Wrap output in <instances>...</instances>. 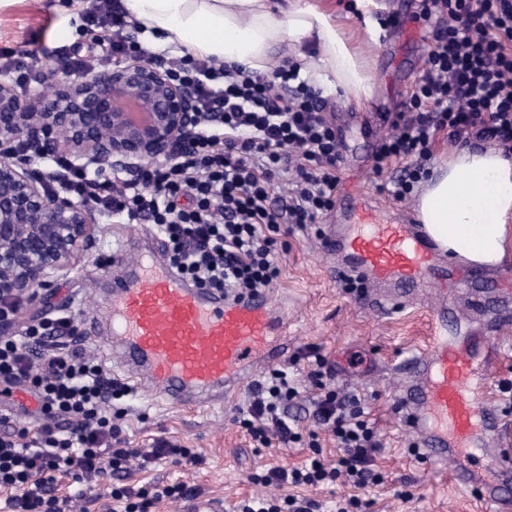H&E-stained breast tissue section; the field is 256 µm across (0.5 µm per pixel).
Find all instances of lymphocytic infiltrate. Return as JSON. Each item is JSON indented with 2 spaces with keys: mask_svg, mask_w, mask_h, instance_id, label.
<instances>
[{
  "mask_svg": "<svg viewBox=\"0 0 512 512\" xmlns=\"http://www.w3.org/2000/svg\"><path fill=\"white\" fill-rule=\"evenodd\" d=\"M81 18L100 29L107 44L93 63L135 57L161 65L172 81L192 89L198 122L168 160L144 164L128 178L101 180L55 157L66 190L104 214L156 225L171 265L193 282L234 296L269 288L280 275L273 231L281 224L308 228L334 204L339 142L324 101L290 60L259 74L186 54L160 55L133 36L138 23L118 0H87ZM412 18L427 34L424 66L404 110L393 114L373 165L379 172L401 164L389 189L399 201L429 177L440 135L454 144L474 139L512 150V0H418ZM282 183L285 203L277 208L272 196ZM77 342L66 313L0 336V386L31 394L43 416L0 437V489L7 490L13 512H63L69 500L57 493L61 474L90 489L105 474H127L135 465L196 461L162 438L148 448L122 447L112 402L126 389ZM308 377L319 390L315 423L336 441L335 463L315 454L252 480L296 488L342 483L351 495L329 507L296 494L251 498L238 512H366L360 490L382 484L374 462L383 445L360 399L326 388L321 368ZM298 394L286 371L271 372L252 393L243 428L266 447L299 443L302 434L287 413ZM185 495L180 484L110 491L123 512H150Z\"/></svg>",
  "mask_w": 512,
  "mask_h": 512,
  "instance_id": "1",
  "label": "lymphocytic infiltrate"
}]
</instances>
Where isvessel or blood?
<instances>
[{"label": "vessel or blood", "mask_w": 512, "mask_h": 512, "mask_svg": "<svg viewBox=\"0 0 512 512\" xmlns=\"http://www.w3.org/2000/svg\"><path fill=\"white\" fill-rule=\"evenodd\" d=\"M341 223L324 240L341 254L340 281L385 289L387 304L404 303L435 285L472 289L480 264L456 251L440 255L426 225L382 221L363 195L340 196ZM160 242L139 250L134 262L113 257L112 285L102 306L109 335L96 321L86 333L116 351V366L139 386L172 405L224 401L241 391L263 364L284 361V323L266 294L239 298L184 279L163 259ZM447 305L434 312L437 334L426 352L396 366L405 385L395 400L403 428L421 463L449 466L455 484L503 512V483L512 480V448L504 447L505 421L489 397L499 371L503 339L448 330ZM185 512H224L222 499L193 494Z\"/></svg>", "instance_id": "vessel-or-blood-1"}]
</instances>
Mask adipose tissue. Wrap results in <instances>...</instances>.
<instances>
[{"label": "adipose tissue", "mask_w": 512, "mask_h": 512, "mask_svg": "<svg viewBox=\"0 0 512 512\" xmlns=\"http://www.w3.org/2000/svg\"><path fill=\"white\" fill-rule=\"evenodd\" d=\"M152 42L179 54L239 64L264 74L289 45L299 72L354 99L369 97L368 60L311 0H123ZM316 38L317 54L303 50ZM421 223L440 245L471 241L473 258L494 263L506 252L512 220V156L464 148L434 168L417 198Z\"/></svg>", "instance_id": "1"}]
</instances>
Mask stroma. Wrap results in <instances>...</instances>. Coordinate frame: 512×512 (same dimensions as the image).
Listing matches in <instances>:
<instances>
[{"instance_id": "35a3bbf8", "label": "stroma", "mask_w": 512, "mask_h": 512, "mask_svg": "<svg viewBox=\"0 0 512 512\" xmlns=\"http://www.w3.org/2000/svg\"><path fill=\"white\" fill-rule=\"evenodd\" d=\"M312 2L336 17L352 41H369L374 0H366L359 16L346 11L343 0ZM82 7V0H15L0 9V52L41 48L51 62L89 54L92 33L79 18ZM424 58L421 52L404 55L402 39L396 36L390 44L378 42L371 49L372 98L358 102L340 90H319L327 103L326 113L340 134V190L361 192L383 210L401 217L416 210L417 200L412 197L398 202L383 191V184L395 179L399 169L393 165L378 174L372 162L366 161L369 141L361 115L371 111L375 95L388 90L394 94V107L403 109ZM331 218V212H324L318 226L303 231L281 225L278 239L286 248L279 254L281 274L270 290L288 318V340L295 351L316 350L333 365L336 385L360 398L379 435L384 451L376 468L384 483L363 493L373 502L371 512H486L480 501L452 486L448 469L419 463L394 407L402 379L392 375L389 367L429 349L433 309L442 300H450L463 326L472 330L485 327L493 308L473 309L464 291L446 296L432 289L389 313L368 307L364 290L345 288L334 278L339 259L324 252L320 236L321 226ZM155 231L151 224H124L98 215L91 248L76 260L67 277L53 280L36 303H21L16 325L36 324L60 311L71 312L80 325L100 316V300L106 293V260L113 253L126 251L128 242ZM249 395L244 389L224 404L187 409L135 387L128 396L113 401V410L123 413L120 424L132 447L145 448L154 439L164 438L191 449L199 459L198 464L185 467L153 463L132 472L127 485L137 489L180 483L187 490L222 497L224 512H233L235 503L244 498L285 496V489L251 483V476L296 465L309 449L303 442L291 448H264L254 442L237 422ZM401 488L410 492V499L397 497Z\"/></svg>"}]
</instances>
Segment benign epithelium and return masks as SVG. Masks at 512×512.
I'll return each instance as SVG.
<instances>
[{
    "label": "benign epithelium",
    "instance_id": "7a95c632",
    "mask_svg": "<svg viewBox=\"0 0 512 512\" xmlns=\"http://www.w3.org/2000/svg\"><path fill=\"white\" fill-rule=\"evenodd\" d=\"M196 120L193 91L134 58L98 71L59 66L52 89L25 95L0 78V296L36 300L51 274L70 271L91 246L96 226L93 205L49 190L16 142L65 151L97 174L131 171L168 159Z\"/></svg>",
    "mask_w": 512,
    "mask_h": 512
}]
</instances>
